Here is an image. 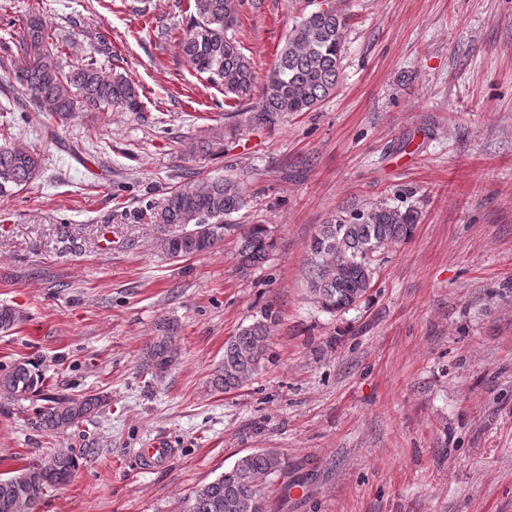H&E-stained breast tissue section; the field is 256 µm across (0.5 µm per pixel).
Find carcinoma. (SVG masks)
Here are the masks:
<instances>
[{
	"label": "carcinoma",
	"instance_id": "cac0c4a2",
	"mask_svg": "<svg viewBox=\"0 0 512 512\" xmlns=\"http://www.w3.org/2000/svg\"><path fill=\"white\" fill-rule=\"evenodd\" d=\"M305 10L267 75L258 83L255 62L242 51L237 38L246 0H192V12L178 39L191 68L238 104V121L227 135L241 128L279 122L291 114L311 112L331 96L339 83L348 17L339 7ZM50 33L40 8L29 10L16 47L19 63L14 80L39 112L63 121L76 112L113 107L139 112L142 100L130 77L91 58L69 68L61 61L75 42H48ZM42 171L35 151L0 145V194L24 187ZM248 205L239 181L218 177L201 186L175 190L165 199L154 223L177 231L159 239L171 259L204 255L226 235L235 237L239 270L247 274L267 262L274 240L264 224H240ZM421 211L402 200L342 206L320 225L308 245L307 286L311 298L330 314L351 309L372 288L379 258L408 242L420 224ZM22 321L9 304L0 305V332ZM274 321L264 312L224 343V364L211 378L214 390L243 388L251 383L266 359ZM179 323L165 318L156 336L145 345L142 368L161 380L175 360ZM47 376L37 362L16 360L0 365V399L20 402L34 397L43 404L25 418L28 429L61 434L105 412L106 396L46 395ZM79 465L73 449L29 463L14 474L0 477V512H20L28 502L35 512L46 489L67 484ZM288 472V458L277 448H258L238 458L224 472L198 485L182 501L179 512H267L265 490Z\"/></svg>",
	"mask_w": 512,
	"mask_h": 512
}]
</instances>
